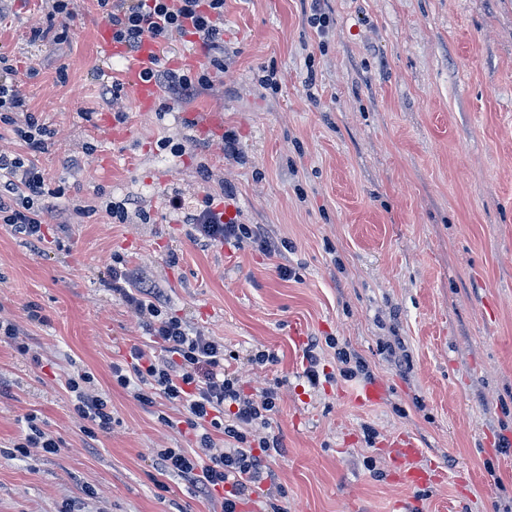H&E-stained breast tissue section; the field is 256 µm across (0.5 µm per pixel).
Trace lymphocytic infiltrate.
I'll use <instances>...</instances> for the list:
<instances>
[{
    "instance_id": "1",
    "label": "lymphocytic infiltrate",
    "mask_w": 512,
    "mask_h": 512,
    "mask_svg": "<svg viewBox=\"0 0 512 512\" xmlns=\"http://www.w3.org/2000/svg\"><path fill=\"white\" fill-rule=\"evenodd\" d=\"M102 15L116 38L129 50H138L145 40L168 42L173 36H196L207 52L208 64L198 72L177 69H150L148 79L168 90L175 98L193 97L213 78L224 72V0H96ZM13 67L0 55V123L17 127L32 152L45 148L49 131L29 111L27 100L6 77ZM62 190L45 186V178L34 163L19 156L0 152V223L32 243L45 239V218L56 223L69 221L70 206ZM190 223L200 236L214 242L249 239L263 250L272 242L266 225L240 224L225 212L206 208L191 215ZM112 278L124 281L120 294L127 305L143 317L152 343L160 356L131 348L126 364L112 367V375L134 398L144 404L154 396L178 402L188 424L197 432L196 446L190 450L156 448L152 455L162 475L179 479L199 494L223 491L221 512H240L252 494L264 490V512H282L278 500L282 489H263V482L274 481L268 457L281 454L282 441L271 432L269 414L277 392L271 388L245 395L235 373L224 367V345L212 337L189 328L180 318L163 316L158 288L135 282L127 269L113 268ZM65 387L73 398L75 414L86 421L87 435L108 430L112 409L99 392L93 376L79 369L69 374ZM233 407L225 416V407ZM225 440L217 442L215 431ZM60 450V442L51 432L29 423L27 432L1 454L15 458L39 459Z\"/></svg>"
}]
</instances>
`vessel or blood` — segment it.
<instances>
[{
	"label": "vessel or blood",
	"instance_id": "b4317fda",
	"mask_svg": "<svg viewBox=\"0 0 512 512\" xmlns=\"http://www.w3.org/2000/svg\"><path fill=\"white\" fill-rule=\"evenodd\" d=\"M98 45L105 55L122 58L126 61L125 79L132 87L143 110H151L157 101L158 92L152 82L146 81L143 72L158 60L157 45L146 42L137 54H129L125 45L112 37L109 28H100L97 34ZM418 448L414 440L399 436L390 448V457L394 465L402 466V477L406 484L421 486L432 479L430 469L408 466V459L414 457Z\"/></svg>",
	"mask_w": 512,
	"mask_h": 512
}]
</instances>
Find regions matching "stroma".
Segmentation results:
<instances>
[{"label":"stroma","mask_w":512,"mask_h":512,"mask_svg":"<svg viewBox=\"0 0 512 512\" xmlns=\"http://www.w3.org/2000/svg\"><path fill=\"white\" fill-rule=\"evenodd\" d=\"M75 9L9 0L0 20V54L51 131L35 155L2 127L0 151L31 157L74 209L35 245L0 223V318L30 346L0 341V448L32 416L62 442L33 466L0 457V512H60L86 485L88 512L220 510L147 454L193 447L181 407L141 404L112 376L132 346L153 348L113 290L115 257L162 289L164 313L223 341L245 393L278 386L285 453L269 466L286 512H512V0H224L223 77L150 112L95 41V0ZM109 123L127 137L107 140ZM210 204L287 249L199 239L187 219ZM339 344L371 378L340 376ZM77 366L112 406L93 439L64 386ZM401 432L411 465L435 466L426 486L400 483L385 452Z\"/></svg>","instance_id":"1"}]
</instances>
